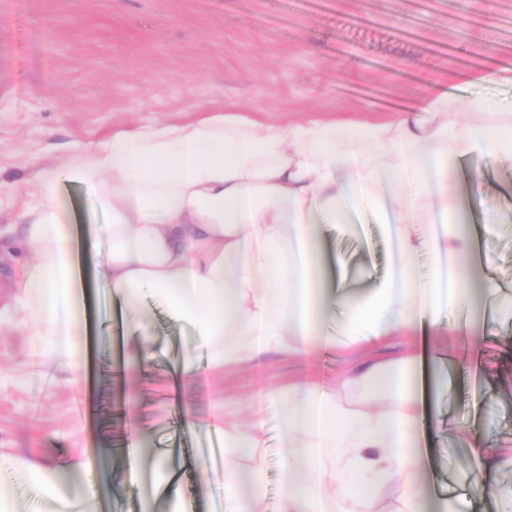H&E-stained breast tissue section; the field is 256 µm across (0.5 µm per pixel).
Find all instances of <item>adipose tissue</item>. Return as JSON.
<instances>
[{
  "mask_svg": "<svg viewBox=\"0 0 512 512\" xmlns=\"http://www.w3.org/2000/svg\"><path fill=\"white\" fill-rule=\"evenodd\" d=\"M451 92L377 123L318 118L271 123L214 114L181 123L113 132L110 140L43 173L34 203L18 217L28 256L15 281L14 319L28 335L68 332L64 316L76 293L64 184L80 185L108 217L103 291L128 306L145 294L190 327L210 367L260 365L268 355H308L342 344H376L423 324L447 323L465 290L448 292L446 264L458 240L446 219L448 165L483 154L512 156L504 108L466 102L477 119L463 125ZM417 185L416 208L439 215L430 241L436 268L425 286L408 262L420 250L400 235L402 263L360 301L337 290L338 323L316 311L315 222H351L367 210L379 223L397 220L385 196ZM408 356L355 371L340 390L303 379L281 401V439L294 463L278 512H319V485L298 470L333 471L337 495L364 486L363 512H378L382 485L401 487L398 512H427L415 447L424 407L409 381ZM388 401L371 412L377 397ZM224 445L243 455L263 447V427H242L235 412L213 417ZM261 470L229 469L224 512H260Z\"/></svg>",
  "mask_w": 512,
  "mask_h": 512,
  "instance_id": "adipose-tissue-1",
  "label": "adipose tissue"
}]
</instances>
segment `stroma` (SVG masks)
Returning <instances> with one entry per match:
<instances>
[{
	"label": "stroma",
	"mask_w": 512,
	"mask_h": 512,
	"mask_svg": "<svg viewBox=\"0 0 512 512\" xmlns=\"http://www.w3.org/2000/svg\"><path fill=\"white\" fill-rule=\"evenodd\" d=\"M496 80H487V73ZM435 90L459 100L512 104V0H0V512H69L68 484L80 483L69 448L109 451L102 495L89 512H150L181 501L183 512H213L222 472L202 444L223 405L287 390L306 377L337 384L348 371L406 356L413 342L393 336L311 356H269L262 366L199 364L181 386L195 420L179 431L168 401L170 377L192 351V331L144 300L141 335L151 340L144 368L125 365L129 343L99 314L94 291L68 316L78 350L95 344L92 388L83 370L42 351L4 311L22 257L17 215L29 185L61 160L111 139L113 130L186 119L189 109H241L269 121L317 117L389 120ZM448 195L469 202L464 220L474 256L473 282L512 283V158H473L448 170ZM63 205L96 247L84 262L93 280L107 254L103 212L83 190L65 185ZM323 260L358 296L386 277L396 238L363 217L357 229H319ZM461 334L437 327L425 336L447 368L431 391V423L416 446L420 480L433 512L446 503L467 512H504L482 487L512 484V319L489 310L480 294L458 315ZM85 394L87 412L74 415ZM137 394L128 414L124 395ZM284 407L265 403L266 445L256 455H223L264 475L263 512H277L287 463L279 438ZM486 449L479 463L457 436ZM477 473V484L467 483Z\"/></svg>",
	"instance_id": "stroma-1"
}]
</instances>
